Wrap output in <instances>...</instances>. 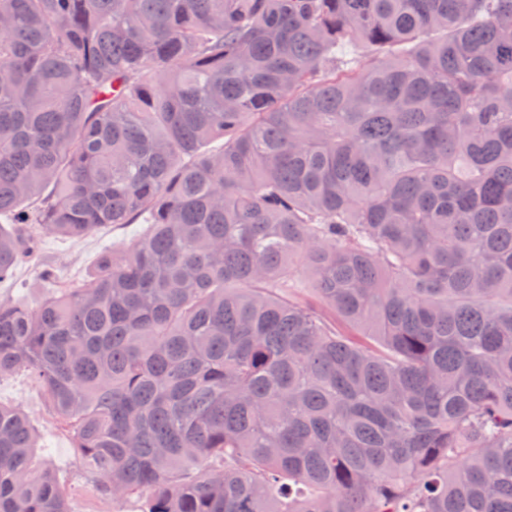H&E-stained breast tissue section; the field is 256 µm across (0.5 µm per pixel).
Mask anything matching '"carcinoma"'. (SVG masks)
I'll use <instances>...</instances> for the list:
<instances>
[{
    "mask_svg": "<svg viewBox=\"0 0 512 512\" xmlns=\"http://www.w3.org/2000/svg\"><path fill=\"white\" fill-rule=\"evenodd\" d=\"M0 375L142 512H512V0H0ZM142 224L77 284L45 233ZM313 297L299 294L305 275ZM0 401V512H70ZM38 272L39 268L35 264H30L23 269V280L27 286L24 289H13V294L16 295L19 292H23L30 302H36L43 298L45 290L38 288Z\"/></svg>",
    "mask_w": 512,
    "mask_h": 512,
    "instance_id": "cac0c4a2",
    "label": "carcinoma"
}]
</instances>
